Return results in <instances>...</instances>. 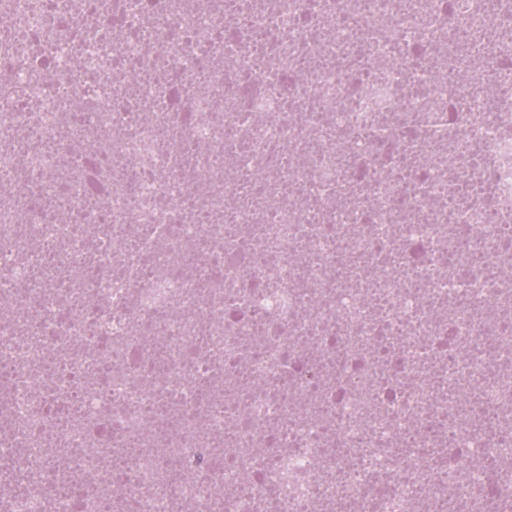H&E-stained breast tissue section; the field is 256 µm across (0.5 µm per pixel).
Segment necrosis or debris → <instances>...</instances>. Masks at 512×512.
I'll use <instances>...</instances> for the list:
<instances>
[{"label": "necrosis or debris", "instance_id": "obj_1", "mask_svg": "<svg viewBox=\"0 0 512 512\" xmlns=\"http://www.w3.org/2000/svg\"><path fill=\"white\" fill-rule=\"evenodd\" d=\"M512 0H0V512H512Z\"/></svg>", "mask_w": 512, "mask_h": 512}]
</instances>
